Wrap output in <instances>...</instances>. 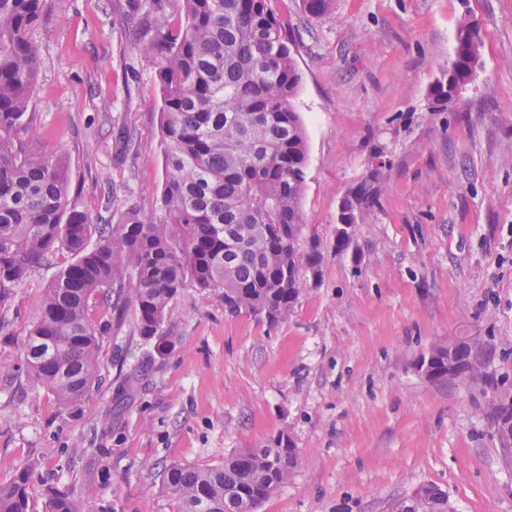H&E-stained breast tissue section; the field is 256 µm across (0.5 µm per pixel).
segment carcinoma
Wrapping results in <instances>:
<instances>
[{"label": "carcinoma", "instance_id": "1", "mask_svg": "<svg viewBox=\"0 0 512 512\" xmlns=\"http://www.w3.org/2000/svg\"><path fill=\"white\" fill-rule=\"evenodd\" d=\"M179 2L174 25L134 0L145 33L137 49L159 58L166 220L131 207L107 228L69 202L67 156L25 145L38 82L28 32L43 0H0V311L12 307L35 268L68 254L15 361L0 359V374L22 368L64 408L97 384L99 336L109 316L132 311L136 331L162 351L171 303L192 283L220 296L232 313L276 323L295 307L301 267L313 270L320 261L317 250L300 247L307 140L293 105L302 76L285 23L271 0ZM332 2L301 0L311 16ZM456 40L461 58L436 81L435 108L454 103L480 67L476 23L463 17ZM378 177L371 170L352 191L360 221L375 204ZM297 462L282 433L221 465L174 462L159 476L180 512H256L288 483ZM33 471L24 463L0 484V512H32ZM43 512H84V505L50 488Z\"/></svg>", "mask_w": 512, "mask_h": 512}]
</instances>
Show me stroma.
Returning a JSON list of instances; mask_svg holds the SVG:
<instances>
[{
  "label": "stroma",
  "instance_id": "obj_1",
  "mask_svg": "<svg viewBox=\"0 0 512 512\" xmlns=\"http://www.w3.org/2000/svg\"><path fill=\"white\" fill-rule=\"evenodd\" d=\"M302 75L307 137L302 269L288 321L229 312L185 286L164 356L132 323L100 338L98 385L61 408L46 390L0 382V484L32 461L33 512L46 486L85 512H178L157 463H223L287 433L300 461L257 512H391L435 485L455 512H512V466L495 407H512V0H334L320 17L272 0ZM131 0H43L30 35L39 86L31 148L67 153L69 199L111 221L134 207L160 220L164 178L158 64L126 23ZM480 24L482 68L448 109L430 89L455 57L456 25ZM139 149L126 157L121 127ZM388 164L370 217L339 244V206L375 153ZM58 271L16 290L0 355L16 354ZM471 348L477 370L431 379L419 358ZM142 387L115 408L139 369Z\"/></svg>",
  "mask_w": 512,
  "mask_h": 512
}]
</instances>
